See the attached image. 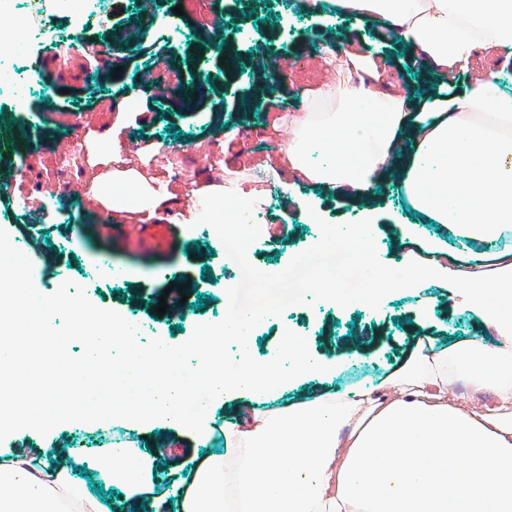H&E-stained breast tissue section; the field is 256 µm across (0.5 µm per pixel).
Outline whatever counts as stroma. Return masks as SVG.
<instances>
[{
  "mask_svg": "<svg viewBox=\"0 0 512 512\" xmlns=\"http://www.w3.org/2000/svg\"><path fill=\"white\" fill-rule=\"evenodd\" d=\"M178 6L183 14H175ZM219 12L227 21L226 39L235 43L241 61H249L258 49L270 57L282 56L284 71L276 85L251 71L225 73L224 53L212 48L206 33ZM76 31L80 48L108 47L116 62L112 78L90 80L85 57L77 56L54 77L33 70L36 83L22 98L0 97V129L6 132L0 140V185L10 189L9 195L0 196V228L26 240L27 256L39 273L37 289L49 294L64 281H73L94 305L137 322L146 338L176 345L196 325L223 320L229 303L252 308L276 301L284 305L283 315L252 333V352L261 362L275 357L289 338L330 361L341 357L349 342L363 348L364 358L350 362L345 371L304 378L265 399V407L272 410L319 389L379 384L399 366L416 337L454 342L479 332L477 318L460 312L452 298H433L425 290L396 288L378 306L339 309L311 287L318 277H335L342 288L361 276L362 264L354 253L320 246L318 235L323 224L355 223L361 207L372 209L376 244L391 256L393 271L398 268L393 261L399 252L398 225H414L421 240L448 235L441 225L421 223L397 175L362 202L311 189L321 215L317 225L288 201L294 189L281 156L288 142L286 117L298 107L293 92L318 88L335 76L314 56L315 46L327 42L341 53L350 44L360 45L384 60V82L406 88L414 111L431 101V90L406 49L381 37L376 25L354 22L333 10L316 16L294 0L289 5L282 0H159L152 12L143 0H111L106 20L90 19ZM159 37L168 41L169 52L156 59L144 55V47ZM146 71L160 75L161 89L149 98L136 90ZM195 84L202 92L194 109L178 111L175 104L184 89ZM149 103L154 106L150 112L145 109ZM117 124L127 166L146 171L174 195L154 213L156 219L175 223L172 238L157 250L111 236V226L126 219L100 201L87 204L59 194L65 187H90L94 174L113 170L112 144L105 135ZM230 127L239 128L240 134L228 141L224 131ZM232 179L262 184L270 200L266 220L251 239L252 262L247 266L227 258L229 242L219 232L223 218L206 220L192 201L193 189ZM17 191L38 195V213L16 206ZM282 267L287 278H255L256 269ZM179 275L194 283L190 305L179 316L159 317L153 308ZM199 299L204 302L200 308L195 305ZM423 303L428 306L424 314L419 311ZM248 400V394L231 392L210 404L206 417L215 433L204 447L189 431L165 421L146 428L112 421L64 428L43 438L23 429L0 442V456L45 439L57 450L55 465L86 472V484L94 490L101 486L95 478L101 451L114 438L146 445L162 442L166 454L157 459L156 476L140 498L145 512H170L171 482L199 459L223 452L224 423ZM73 448L82 449V456L70 457Z\"/></svg>",
  "mask_w": 512,
  "mask_h": 512,
  "instance_id": "1",
  "label": "stroma"
}]
</instances>
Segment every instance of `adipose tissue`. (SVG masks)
<instances>
[{"mask_svg":"<svg viewBox=\"0 0 512 512\" xmlns=\"http://www.w3.org/2000/svg\"><path fill=\"white\" fill-rule=\"evenodd\" d=\"M358 22L376 23L425 66L439 95L420 112L404 92L375 89L381 65L366 54H334L336 77L299 90L284 162L303 185L359 198L388 172L403 173L413 210L441 224L455 247L416 243L399 228L400 287L442 288L474 314L479 335L443 342L418 337L372 388L321 391L280 410L251 407L224 424L225 451L206 456L169 491L173 512H512V87L504 70H473L477 54L512 61V0H335ZM470 74L460 92L457 77ZM94 187L116 212L154 211L166 191L135 170L100 175ZM365 211L346 231L373 275L371 287L337 306L373 307L388 265ZM495 250H487V243ZM225 319L197 336L192 360L213 398L245 390L261 398L305 376L341 370L289 341L279 358L256 361L250 333L261 325ZM458 383L492 394L494 408L449 398ZM49 444L0 461V512H107L63 466L47 468ZM113 482L128 486L127 512L152 477L156 454L126 441L110 451Z\"/></svg>","mask_w":512,"mask_h":512,"instance_id":"1","label":"adipose tissue"}]
</instances>
